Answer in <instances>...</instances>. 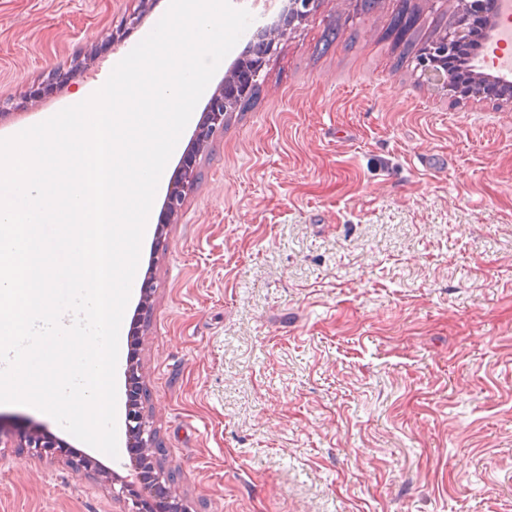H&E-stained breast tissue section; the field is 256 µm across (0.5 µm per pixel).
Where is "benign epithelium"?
Wrapping results in <instances>:
<instances>
[{
	"mask_svg": "<svg viewBox=\"0 0 512 512\" xmlns=\"http://www.w3.org/2000/svg\"><path fill=\"white\" fill-rule=\"evenodd\" d=\"M394 2L397 12L391 33L394 34L395 40L400 41L417 24L419 9L415 0ZM476 6L477 0H462V7L457 12L454 25L434 30L416 58V69L434 77L449 96L458 97L463 92V86L453 78L451 64L458 44L468 37ZM288 30L290 23L283 22L274 28V34L260 38L253 57L244 63L240 73L225 80L229 89L221 87L210 98L207 112L203 114L193 133L191 150L182 161L179 178L168 191L166 209L169 215L172 216L178 211L179 197L184 195L195 180V158L198 150L211 141L216 133L224 130V112L257 86L267 58L276 51L278 40L285 37ZM153 292L149 281L140 289L133 330L135 335L139 334L142 316L146 315L150 308ZM125 378L128 390L135 391L126 403L125 413L128 447L132 448L129 457L130 477L122 478L114 472H109L94 457L75 452L64 440L41 428H35L26 434L23 447L33 450L38 455L50 452L60 456L76 473L94 470L104 477L106 482L120 484L118 496L132 501V512H186L181 499L170 486L169 474L160 462L156 461V449L159 448V444L149 415L141 406V367L133 353L130 354L126 365Z\"/></svg>",
	"mask_w": 512,
	"mask_h": 512,
	"instance_id": "7a95c632",
	"label": "benign epithelium"
}]
</instances>
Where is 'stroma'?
Returning <instances> with one entry per match:
<instances>
[{
	"label": "stroma",
	"instance_id": "35a3bbf8",
	"mask_svg": "<svg viewBox=\"0 0 512 512\" xmlns=\"http://www.w3.org/2000/svg\"><path fill=\"white\" fill-rule=\"evenodd\" d=\"M165 8L0 0V136L57 67L78 72L59 108ZM392 9L319 0L295 22L199 151L164 249L142 242L145 410L187 512H512V104L426 81L384 36ZM34 428L128 474L0 404V512H131L21 448Z\"/></svg>",
	"mask_w": 512,
	"mask_h": 512
}]
</instances>
